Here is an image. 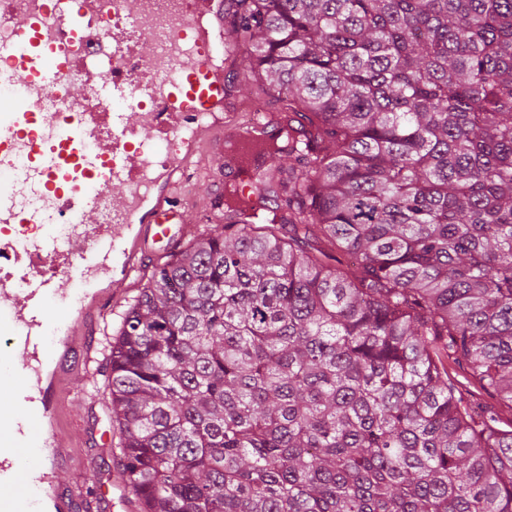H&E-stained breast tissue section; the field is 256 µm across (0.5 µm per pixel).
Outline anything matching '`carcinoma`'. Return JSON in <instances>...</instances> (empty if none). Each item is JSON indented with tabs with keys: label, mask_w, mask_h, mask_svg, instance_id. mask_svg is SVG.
<instances>
[{
	"label": "carcinoma",
	"mask_w": 512,
	"mask_h": 512,
	"mask_svg": "<svg viewBox=\"0 0 512 512\" xmlns=\"http://www.w3.org/2000/svg\"><path fill=\"white\" fill-rule=\"evenodd\" d=\"M227 2L285 208L225 190L112 342L140 512H512L441 360L512 407V0Z\"/></svg>",
	"instance_id": "cac0c4a2"
}]
</instances>
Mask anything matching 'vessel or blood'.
Listing matches in <instances>:
<instances>
[{
    "label": "vessel or blood",
    "mask_w": 512,
    "mask_h": 512,
    "mask_svg": "<svg viewBox=\"0 0 512 512\" xmlns=\"http://www.w3.org/2000/svg\"><path fill=\"white\" fill-rule=\"evenodd\" d=\"M156 4L0 0V374L13 382L0 447L37 453L24 483L0 465V512H71L74 494L43 479L67 465L71 377L92 359L113 285L145 248L173 249L191 228L181 186L218 140L230 37L224 0H177L157 48ZM60 93L63 119L51 110ZM248 127L218 175L246 172L268 129L260 117Z\"/></svg>",
    "instance_id": "obj_1"
}]
</instances>
